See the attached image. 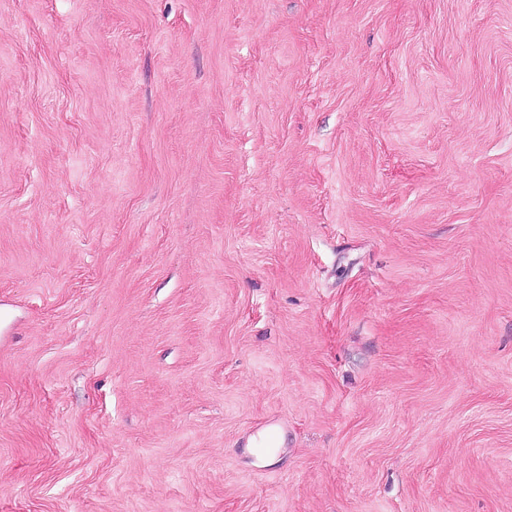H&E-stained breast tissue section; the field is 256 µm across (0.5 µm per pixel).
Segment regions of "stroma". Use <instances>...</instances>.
I'll return each mask as SVG.
<instances>
[{
  "label": "stroma",
  "mask_w": 512,
  "mask_h": 512,
  "mask_svg": "<svg viewBox=\"0 0 512 512\" xmlns=\"http://www.w3.org/2000/svg\"><path fill=\"white\" fill-rule=\"evenodd\" d=\"M0 512H512V0H0Z\"/></svg>",
  "instance_id": "1"
}]
</instances>
